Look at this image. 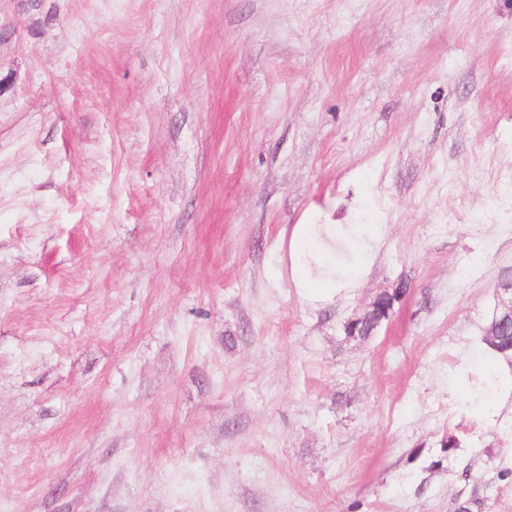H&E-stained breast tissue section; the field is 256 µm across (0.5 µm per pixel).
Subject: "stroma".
Masks as SVG:
<instances>
[{
    "mask_svg": "<svg viewBox=\"0 0 512 512\" xmlns=\"http://www.w3.org/2000/svg\"><path fill=\"white\" fill-rule=\"evenodd\" d=\"M507 276L512 0H0V512H512ZM323 235L335 245L336 224H297L292 230L290 247L298 261L293 283L309 298L322 296L336 284L332 279V266L326 260L331 246ZM380 226L381 225L378 224L369 225V236L364 243L361 261L352 269L353 275L350 278V284L352 286H355V284L359 282L361 272L363 271L367 262L375 257L378 246L382 240V237H380L378 234V228ZM481 343L489 349L491 358L498 355L508 358L509 355L512 356V328H507L499 334L488 332L481 336Z\"/></svg>",
    "mask_w": 512,
    "mask_h": 512,
    "instance_id": "obj_1",
    "label": "stroma"
}]
</instances>
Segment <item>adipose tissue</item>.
Listing matches in <instances>:
<instances>
[{"label":"adipose tissue","instance_id":"obj_1","mask_svg":"<svg viewBox=\"0 0 512 512\" xmlns=\"http://www.w3.org/2000/svg\"><path fill=\"white\" fill-rule=\"evenodd\" d=\"M332 224H298L291 235V250L298 264L294 269L293 283L309 298L322 296L332 287L333 269L326 257L329 239L335 238Z\"/></svg>","mask_w":512,"mask_h":512}]
</instances>
